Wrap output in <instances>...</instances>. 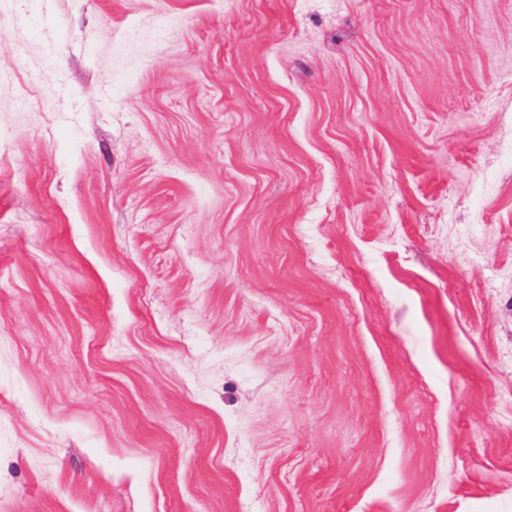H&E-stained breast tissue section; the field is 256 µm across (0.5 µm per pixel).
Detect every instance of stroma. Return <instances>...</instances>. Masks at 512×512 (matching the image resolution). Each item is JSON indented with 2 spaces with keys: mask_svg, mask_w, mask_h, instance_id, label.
<instances>
[{
  "mask_svg": "<svg viewBox=\"0 0 512 512\" xmlns=\"http://www.w3.org/2000/svg\"><path fill=\"white\" fill-rule=\"evenodd\" d=\"M512 0H0V512H512Z\"/></svg>",
  "mask_w": 512,
  "mask_h": 512,
  "instance_id": "35a3bbf8",
  "label": "stroma"
}]
</instances>
